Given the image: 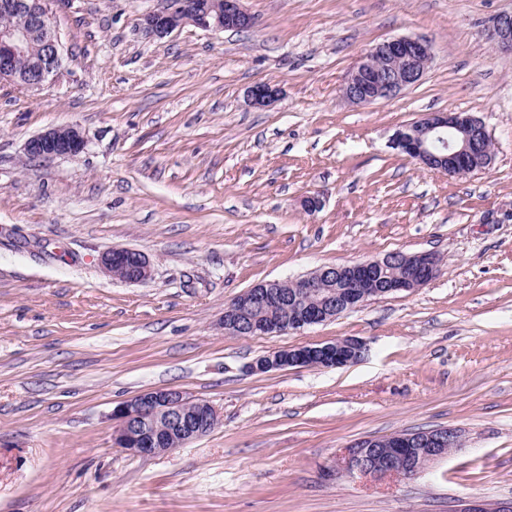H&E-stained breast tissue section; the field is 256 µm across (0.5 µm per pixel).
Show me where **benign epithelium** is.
<instances>
[{
  "label": "benign epithelium",
  "instance_id": "obj_1",
  "mask_svg": "<svg viewBox=\"0 0 512 512\" xmlns=\"http://www.w3.org/2000/svg\"><path fill=\"white\" fill-rule=\"evenodd\" d=\"M241 2L163 0L143 17L141 27L157 38L188 24L203 29H249L253 18ZM50 4L51 0H0V17L22 18L20 23L0 26V85L39 91L57 77L64 48ZM36 36L41 39L42 52L34 57L28 71L21 72L17 61L30 51ZM489 38L498 47L512 51V13L495 18ZM430 58V46L424 39L384 41L371 48L348 74L343 95L359 104L391 98L421 79ZM249 96L254 104L266 106L273 101L276 90L258 82ZM487 138L484 124L472 114L437 112L398 130L392 144L431 170L462 174L477 163H488ZM85 146L81 130L68 125L31 137L25 144V154L31 158L71 157ZM98 263L108 275L115 268L123 269V281L127 283H141L152 277L149 260L135 249H109L100 255ZM439 271V260L432 253L395 252L381 260L322 266L293 280L261 283L246 290L225 308L223 329L236 336L298 331L333 320L372 299L422 287ZM363 352L361 341L345 337L272 351L252 362L249 370L266 373L290 367H341L357 362ZM112 420V439L117 447L137 456H155L209 433L218 422V413L210 402L192 399L179 389L156 388L117 404ZM460 441L459 430L450 427L366 437L349 447L345 472L412 479L428 464L447 455L448 449L458 447Z\"/></svg>",
  "mask_w": 512,
  "mask_h": 512
}]
</instances>
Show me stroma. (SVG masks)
Wrapping results in <instances>:
<instances>
[{
    "mask_svg": "<svg viewBox=\"0 0 512 512\" xmlns=\"http://www.w3.org/2000/svg\"><path fill=\"white\" fill-rule=\"evenodd\" d=\"M158 0H53L61 70L0 86V512H452L512 500V52L492 18L512 0H243L245 30L159 39ZM428 41L420 81L349 102L374 45ZM278 95L252 104L250 88ZM432 112L480 118L493 141L465 177L391 147ZM75 125L73 158L26 159ZM319 196L318 209L302 200ZM140 250L128 284L100 254ZM431 252L411 292L276 336H233L225 307L317 267ZM354 337L343 367L248 366ZM209 401L219 423L172 452L116 448L113 408L152 388ZM455 427L422 475L343 469L357 439ZM86 146L81 130L74 125L51 128L31 137L25 144V154L31 158L76 156ZM101 270L110 276L115 268L124 271L123 281L141 283L152 277V267L143 253L131 248H112L103 252L98 259Z\"/></svg>",
    "mask_w": 512,
    "mask_h": 512,
    "instance_id": "35a3bbf8",
    "label": "stroma"
}]
</instances>
